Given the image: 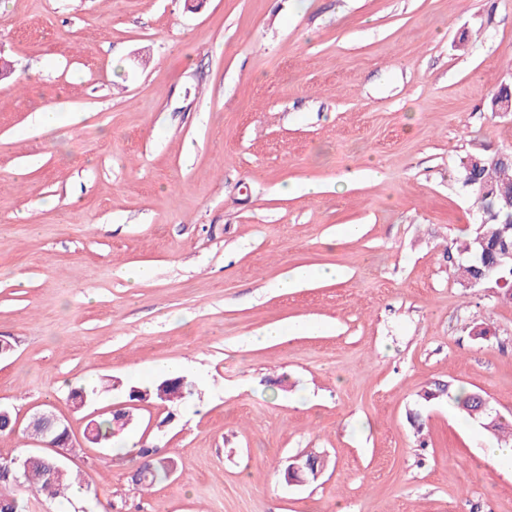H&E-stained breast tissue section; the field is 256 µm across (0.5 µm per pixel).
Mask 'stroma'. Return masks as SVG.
<instances>
[{"label": "stroma", "mask_w": 512, "mask_h": 512, "mask_svg": "<svg viewBox=\"0 0 512 512\" xmlns=\"http://www.w3.org/2000/svg\"><path fill=\"white\" fill-rule=\"evenodd\" d=\"M0 58V406L53 411L102 502L512 512V460L421 398L462 387L512 420V301L448 256L476 230L461 159L512 147L487 108L512 85V0H0ZM307 181L323 192L285 190ZM329 265L345 279L276 286ZM164 364L194 394L87 443ZM133 437L174 460L145 493ZM311 451L325 471L287 484ZM116 411H125L124 408H117L112 411V413ZM110 413V417L104 418V419H91L89 423H93V430H92V424L89 425L86 429V439L88 442L93 443V433H95V437L99 442L97 444L102 445H112V438L115 434V429L113 424L118 425V427H124L129 423V420L126 418V414H113ZM94 444V443H93Z\"/></svg>", "instance_id": "obj_1"}]
</instances>
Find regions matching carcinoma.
<instances>
[{"label":"carcinoma","mask_w":512,"mask_h":512,"mask_svg":"<svg viewBox=\"0 0 512 512\" xmlns=\"http://www.w3.org/2000/svg\"><path fill=\"white\" fill-rule=\"evenodd\" d=\"M512 185V160H487L484 168L474 174V182L466 186L476 205L478 213L488 219V223L481 226L479 235L485 241L486 250L477 259H471L469 246L466 241L458 247L460 258L467 260V264L477 267L487 266L494 272L505 277L508 287L503 289L504 299L512 300V216L500 210L497 197L492 195L490 188ZM195 383L188 376L179 373H168L156 384L148 387L132 386L128 396L132 398H157L164 402H178L194 394ZM443 396L452 400L456 407L469 418L478 422L491 436L497 438L504 429L497 415L485 409L486 396L477 391H466L459 388L455 391L447 386L424 391L422 399L429 402ZM95 437L102 445L112 444L115 434L114 426L123 427L129 423L124 414H113L104 419H93ZM138 454L143 462L135 471V485L141 492L150 489L158 480L169 476L170 466L173 463L164 449L155 446H142ZM11 461H0V512H22V505L14 495V488L27 486L52 499L63 498L66 491L75 484L81 483L78 474L55 472L50 467L48 457H40L29 466L17 473L10 467ZM303 477L311 480L314 474L321 471L322 462L316 455H305L299 461Z\"/></svg>","instance_id":"obj_1"}]
</instances>
